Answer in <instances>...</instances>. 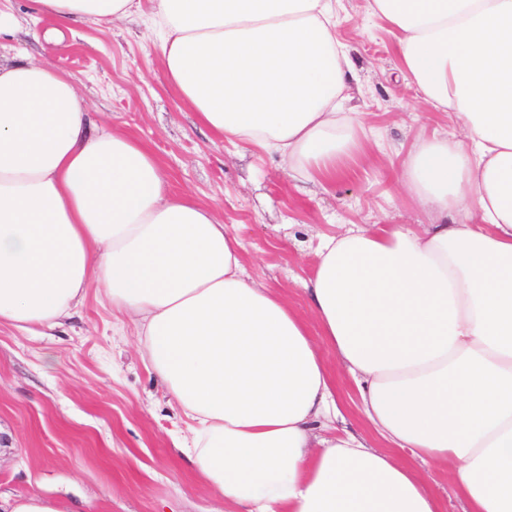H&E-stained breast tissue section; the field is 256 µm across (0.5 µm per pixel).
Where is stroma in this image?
I'll list each match as a JSON object with an SVG mask.
<instances>
[{
	"label": "stroma",
	"mask_w": 512,
	"mask_h": 512,
	"mask_svg": "<svg viewBox=\"0 0 512 512\" xmlns=\"http://www.w3.org/2000/svg\"><path fill=\"white\" fill-rule=\"evenodd\" d=\"M337 35L355 77L346 111L362 126L361 148L334 179H306L276 155L234 145L201 126L169 87L158 38L143 17L54 22L32 0H0L13 19L1 59L48 63L68 76L94 124L120 130L154 153L174 192L211 207L241 241L242 276L276 289L314 324L305 284L325 241L372 225L430 223L398 179L421 136L463 139L453 114L436 111L399 71L388 26L363 0H338ZM335 426L384 448L358 407L357 386L334 351ZM186 419L145 365L137 326L99 288L60 326L31 336L0 325V498L33 492L79 512H224L178 443ZM442 512H467L448 465L417 464Z\"/></svg>",
	"instance_id": "35a3bbf8"
}]
</instances>
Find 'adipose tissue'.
I'll return each mask as SVG.
<instances>
[{
	"instance_id": "adipose-tissue-1",
	"label": "adipose tissue",
	"mask_w": 512,
	"mask_h": 512,
	"mask_svg": "<svg viewBox=\"0 0 512 512\" xmlns=\"http://www.w3.org/2000/svg\"><path fill=\"white\" fill-rule=\"evenodd\" d=\"M421 99L465 142L422 138L401 181L431 216L333 238L306 285L363 415L398 462L320 435L335 384L305 321L240 276L241 242L155 155L96 128L70 78L0 64V325L69 318L90 286L134 316L191 435L182 453L236 512H441L434 458L470 512H512V0H365ZM67 21L146 11L198 122L334 178L358 143L336 0H33ZM456 220H449V213Z\"/></svg>"
}]
</instances>
